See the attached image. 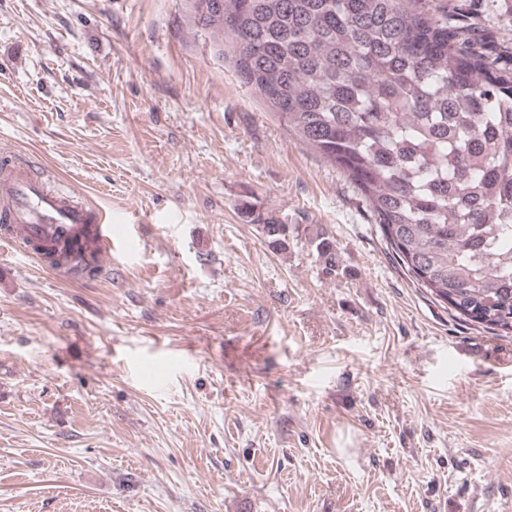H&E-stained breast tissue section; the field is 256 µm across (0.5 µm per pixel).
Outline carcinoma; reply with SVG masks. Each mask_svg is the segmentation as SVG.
I'll return each instance as SVG.
<instances>
[{
  "instance_id": "1",
  "label": "carcinoma",
  "mask_w": 512,
  "mask_h": 512,
  "mask_svg": "<svg viewBox=\"0 0 512 512\" xmlns=\"http://www.w3.org/2000/svg\"><path fill=\"white\" fill-rule=\"evenodd\" d=\"M240 81L365 198L388 255L454 316L512 336V51L405 0H185ZM276 252L289 225L243 206ZM322 272L334 241L311 238Z\"/></svg>"
}]
</instances>
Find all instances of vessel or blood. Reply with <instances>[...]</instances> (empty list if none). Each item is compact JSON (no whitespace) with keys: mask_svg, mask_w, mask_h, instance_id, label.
Wrapping results in <instances>:
<instances>
[{"mask_svg":"<svg viewBox=\"0 0 512 512\" xmlns=\"http://www.w3.org/2000/svg\"><path fill=\"white\" fill-rule=\"evenodd\" d=\"M112 218L81 207L62 189L48 188L41 177L0 158V250L40 247L95 258L112 251Z\"/></svg>","mask_w":512,"mask_h":512,"instance_id":"obj_1","label":"vessel or blood"}]
</instances>
